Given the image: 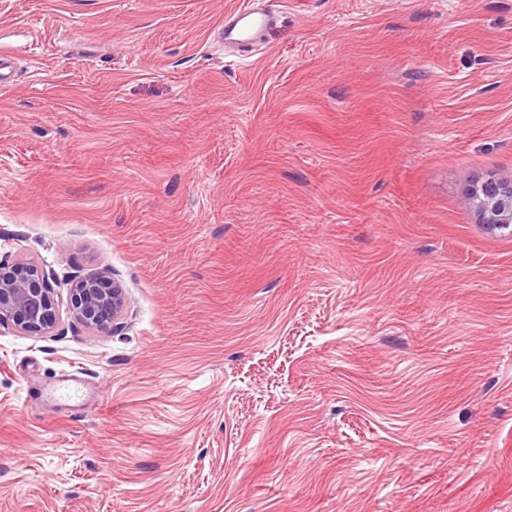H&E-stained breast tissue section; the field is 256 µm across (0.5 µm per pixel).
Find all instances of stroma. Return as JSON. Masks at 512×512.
<instances>
[{"label":"stroma","mask_w":512,"mask_h":512,"mask_svg":"<svg viewBox=\"0 0 512 512\" xmlns=\"http://www.w3.org/2000/svg\"><path fill=\"white\" fill-rule=\"evenodd\" d=\"M0 0V512H512V0ZM72 373L79 402L47 396ZM271 25V14L257 8L254 1H243L239 9L224 23V41L239 52H249L262 41ZM485 224L509 227L512 224V182L487 180L474 190ZM61 321L49 276L28 260H0V327L46 336ZM126 309L125 289L112 277V272L104 270L74 283L66 314L73 323L102 332L116 329Z\"/></svg>","instance_id":"35a3bbf8"}]
</instances>
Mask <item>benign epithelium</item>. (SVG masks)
I'll return each mask as SVG.
<instances>
[{
    "instance_id": "1",
    "label": "benign epithelium",
    "mask_w": 512,
    "mask_h": 512,
    "mask_svg": "<svg viewBox=\"0 0 512 512\" xmlns=\"http://www.w3.org/2000/svg\"><path fill=\"white\" fill-rule=\"evenodd\" d=\"M484 223L512 225V182L487 180L474 190ZM123 286L104 270L77 280L70 290L67 318L84 328L114 330L126 313ZM61 321L49 276L28 260H0V327L26 336H45Z\"/></svg>"
}]
</instances>
